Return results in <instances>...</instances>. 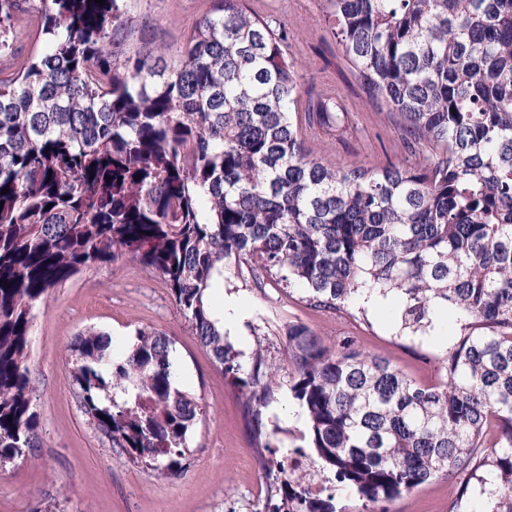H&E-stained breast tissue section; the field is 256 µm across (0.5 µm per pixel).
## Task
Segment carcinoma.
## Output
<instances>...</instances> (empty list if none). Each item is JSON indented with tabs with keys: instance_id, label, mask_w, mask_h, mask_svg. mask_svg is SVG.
<instances>
[{
	"instance_id": "1",
	"label": "carcinoma",
	"mask_w": 512,
	"mask_h": 512,
	"mask_svg": "<svg viewBox=\"0 0 512 512\" xmlns=\"http://www.w3.org/2000/svg\"><path fill=\"white\" fill-rule=\"evenodd\" d=\"M129 0H0V25L35 12L44 43L0 77V470L35 444L31 329L52 288L124 253L162 278L193 335L241 395L262 512H336L273 438L372 504L443 477L454 512H512V0H327L345 56L401 117L415 161L333 168L310 127L344 118L301 103L280 21L210 0L169 51L133 42ZM275 275L310 306L398 301L401 331L461 321L425 385L350 340L288 327L286 364L246 354L210 303L224 275ZM85 411L132 463L183 469L201 408L173 341L128 347L89 330L71 347ZM287 388L302 429L264 419Z\"/></svg>"
}]
</instances>
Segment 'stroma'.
<instances>
[{
    "label": "stroma",
    "instance_id": "1",
    "mask_svg": "<svg viewBox=\"0 0 512 512\" xmlns=\"http://www.w3.org/2000/svg\"><path fill=\"white\" fill-rule=\"evenodd\" d=\"M261 16L278 17L288 53L298 63L302 99L331 93L345 111L346 127L303 129L304 147L329 166L381 167L408 160L401 121L371 93L343 56L327 22L326 0H246ZM209 0H136L135 12L151 19L144 39L177 49ZM233 299L242 319L229 335L250 350L264 339L283 360L289 325L308 326L325 343L355 340L372 355L389 358L410 378L437 382V359L455 341L456 316L442 311L434 332L399 335L390 309L317 310L303 290L269 283L256 290L237 277L218 289L214 308ZM153 328L174 342L183 384L203 410L188 441L189 467L159 478L113 448L81 405L73 384L71 346L79 333L105 331L133 341L137 329ZM38 444L28 461L0 473V512H258V470L245 431L240 399L213 357L192 335L165 283L128 255L83 269L53 288L32 327L29 359ZM457 486L437 479L386 503L385 512H449Z\"/></svg>",
    "mask_w": 512,
    "mask_h": 512
}]
</instances>
